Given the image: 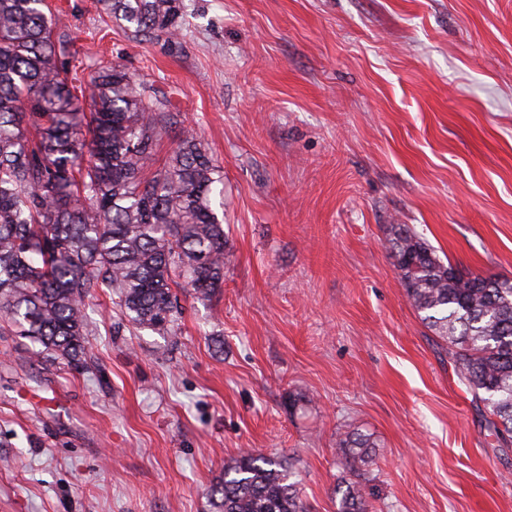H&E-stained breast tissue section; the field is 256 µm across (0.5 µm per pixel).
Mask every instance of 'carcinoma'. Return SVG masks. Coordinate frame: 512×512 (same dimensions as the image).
Listing matches in <instances>:
<instances>
[{
  "mask_svg": "<svg viewBox=\"0 0 512 512\" xmlns=\"http://www.w3.org/2000/svg\"><path fill=\"white\" fill-rule=\"evenodd\" d=\"M145 38L180 33L183 0H98ZM46 0H0V328L38 356L82 372L85 302L108 288L130 323L180 328L178 291L208 299L224 284L226 240L217 198L224 173L184 137L146 171L179 124L168 98L118 62L76 77L81 49ZM393 265L421 320L444 342L493 448L512 442V280L465 274L406 224L388 238ZM370 438L348 434L336 454L356 473ZM298 474L281 457L247 452L211 489L213 512H307ZM338 512H370L358 481L338 485Z\"/></svg>",
  "mask_w": 512,
  "mask_h": 512,
  "instance_id": "1",
  "label": "carcinoma"
}]
</instances>
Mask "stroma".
<instances>
[{
    "label": "stroma",
    "mask_w": 512,
    "mask_h": 512,
    "mask_svg": "<svg viewBox=\"0 0 512 512\" xmlns=\"http://www.w3.org/2000/svg\"><path fill=\"white\" fill-rule=\"evenodd\" d=\"M83 69L123 64L224 171L230 260L178 335L86 302L91 369L0 330V512H212L241 453L285 456L336 512L339 437L375 444L371 512H512V447L410 305L406 224L512 279V0H184L177 39L49 0Z\"/></svg>",
    "instance_id": "35a3bbf8"
}]
</instances>
